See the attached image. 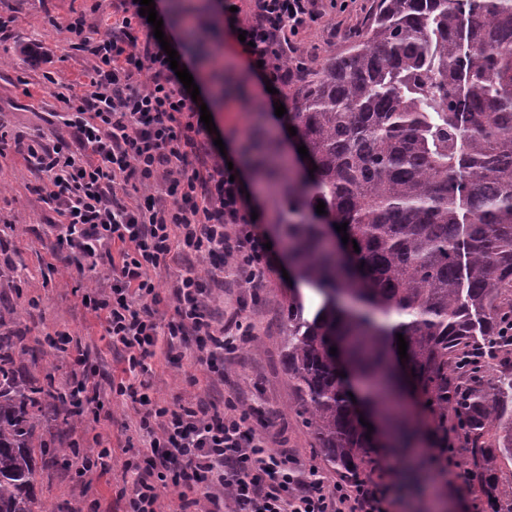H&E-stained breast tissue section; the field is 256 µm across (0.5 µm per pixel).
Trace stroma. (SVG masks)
I'll list each match as a JSON object with an SVG mask.
<instances>
[{"mask_svg":"<svg viewBox=\"0 0 512 512\" xmlns=\"http://www.w3.org/2000/svg\"><path fill=\"white\" fill-rule=\"evenodd\" d=\"M219 0H168V18L181 27L182 15L198 13L203 40L186 39L188 57L222 46L220 86L223 109L215 120L224 136L227 152L241 157L255 135H262L291 158H298V139L262 109L266 99L261 80L248 67L229 29L220 19ZM377 0H350L347 8L318 0L321 17L301 36L307 65H322L345 52L363 35L376 10ZM85 13L88 25H99L111 16L112 0H0V17L11 19L12 36L0 42V134L10 147L0 157V329L13 330L24 338L27 349L20 376L39 381L52 379L68 387L79 367L77 349L51 347L49 337L64 332L79 339L88 351V363L97 368L103 382L124 379L126 363L113 347L103 321L80 301L81 293L106 282V268L78 273L61 256L54 269L45 259L56 245L54 214L43 202L41 180L25 151L30 139L42 137L53 143L60 132L56 115L64 111L67 84L88 82L92 63L78 53L63 49L62 36L52 22L71 10ZM251 203L263 210V233L277 244L273 270L258 288H248L233 277L212 282L209 309L212 330L222 334L229 321L241 325L236 332L238 349L224 362L223 378H216L193 351L179 363L165 355L153 361L149 394L159 406L175 409L201 400L223 403L242 397L254 411V421L267 425V445L272 452H288L302 464L323 465L316 440L294 410L296 395L285 370L281 338L287 323L289 283L282 270L288 267V251L276 222L274 195L265 179L254 170L244 173ZM135 404L127 397L108 392L99 417H70L68 423L47 421L46 427L59 448H92L103 444L112 450L108 472L79 475V457L46 458L37 464L35 492L49 512H123L133 472L124 468L126 443L141 446L132 422ZM409 493L398 512H490L485 495L469 490L446 489L431 494L427 474L402 471Z\"/></svg>","mask_w":512,"mask_h":512,"instance_id":"stroma-1","label":"stroma"}]
</instances>
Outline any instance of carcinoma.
Returning a JSON list of instances; mask_svg holds the SVG:
<instances>
[{"instance_id": "carcinoma-1", "label": "carcinoma", "mask_w": 512, "mask_h": 512, "mask_svg": "<svg viewBox=\"0 0 512 512\" xmlns=\"http://www.w3.org/2000/svg\"><path fill=\"white\" fill-rule=\"evenodd\" d=\"M292 99L317 170L292 171L274 148L261 165L295 273L283 352L297 415L328 465L360 475L372 442L330 354L341 343L405 453L417 430L388 358L400 333L411 378L467 445V485L491 512H512V493L498 491L512 461V367L473 360L493 345L512 354V0H378L363 39L304 74ZM320 200L325 214L301 217ZM336 223L359 251L331 246ZM302 286L320 297L310 318ZM22 340L0 332V512H47L37 460L62 449L44 421L69 414L61 392L19 379Z\"/></svg>"}]
</instances>
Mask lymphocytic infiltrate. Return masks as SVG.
<instances>
[{
	"label": "lymphocytic infiltrate",
	"mask_w": 512,
	"mask_h": 512,
	"mask_svg": "<svg viewBox=\"0 0 512 512\" xmlns=\"http://www.w3.org/2000/svg\"><path fill=\"white\" fill-rule=\"evenodd\" d=\"M164 40L141 16L139 0H113L106 31L87 26L84 13L57 22L67 45L93 62L82 89L72 91L62 117L66 135L54 145L27 147L43 181L44 202L61 217L57 241L88 270L108 266V289L83 296V306L103 312L105 330L122 346L129 371L149 376L158 341L175 350L195 338L211 372L237 350L232 334L211 330L206 282L185 271L173 291L176 316H157L154 271L173 250L208 256L215 269L233 266L236 279L257 287L270 269L266 236L258 233L242 178L232 177L215 132L200 120L205 96L191 97L166 60L170 43L190 66L183 33L167 24L165 0H154ZM224 21L242 30L240 49L249 66L283 102L290 71H305L298 37L320 17L316 0H251L246 15L224 0ZM148 82H141L142 73ZM165 194H152L157 180ZM117 391L140 406L138 429L151 449L144 462H129L136 478L125 512H163L158 490L178 488L187 512H393L405 495L396 462L370 460L354 482L329 478L282 452L272 453L253 425L251 410L227 399L223 407L200 404L170 410L143 398L132 383ZM434 447L425 461L436 484L462 479L459 438L445 413L434 415Z\"/></svg>",
	"instance_id": "lymphocytic-infiltrate-1"
}]
</instances>
